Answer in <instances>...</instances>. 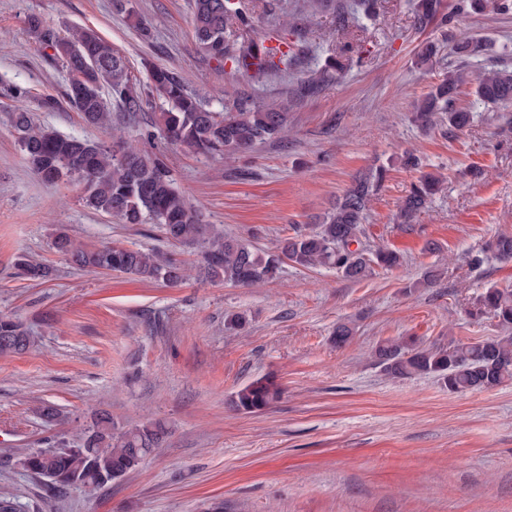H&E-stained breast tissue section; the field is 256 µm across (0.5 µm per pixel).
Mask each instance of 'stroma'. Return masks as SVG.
I'll return each mask as SVG.
<instances>
[{"instance_id":"1","label":"stroma","mask_w":512,"mask_h":512,"mask_svg":"<svg viewBox=\"0 0 512 512\" xmlns=\"http://www.w3.org/2000/svg\"><path fill=\"white\" fill-rule=\"evenodd\" d=\"M338 2L365 50L341 80L306 93L305 80L339 52L342 36L328 14L303 38L289 37L295 59L287 70L257 79L196 52L192 0H132L130 14L112 0H0V314L35 336L26 352L0 356V492L22 512H207L215 502L224 512H512V383L453 393L428 375L389 377L372 356L378 344L407 337L444 347L498 333L494 321L468 311L484 288L512 287V262L474 269L468 257L512 231V103L487 109L463 87L474 119L453 138L421 132L413 112L457 66L455 40L483 42L469 72L512 68V14L496 13L492 0L465 9L444 0L454 27L422 31L415 0H379L369 20L355 0ZM31 15L60 35L95 28L139 80L158 66L205 98L287 101L288 135L220 159L159 135L145 139L117 112L111 127L87 126L66 100V72L28 32ZM138 18L150 37L135 28ZM427 43L436 55L421 69L417 53ZM21 103L59 132L106 142L117 133L163 155L205 223L263 250L314 223L358 171L385 165L365 241L405 261L360 282L289 264L255 288L193 278L170 287L74 269L51 247L57 229L91 247L159 248L189 265L198 256L154 225L128 227L86 208L77 187L41 182L9 123ZM407 150L422 170L400 164ZM473 166L480 179L468 177ZM423 170L440 174L442 188L407 230L399 206ZM430 241L437 250H426ZM21 254L50 266L51 277L18 278ZM431 267L440 280L417 287ZM234 312L247 314L244 330L225 329ZM340 323L353 336L338 348L330 337ZM267 375L282 388L277 402L257 413L230 408L232 393ZM48 404L62 421H45ZM97 409L126 429L164 421L170 437L91 494L48 492L19 467L29 449L76 442Z\"/></svg>"}]
</instances>
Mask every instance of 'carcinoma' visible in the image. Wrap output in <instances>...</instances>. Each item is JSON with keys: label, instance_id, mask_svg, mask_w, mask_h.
Masks as SVG:
<instances>
[{"label": "carcinoma", "instance_id": "1", "mask_svg": "<svg viewBox=\"0 0 512 512\" xmlns=\"http://www.w3.org/2000/svg\"><path fill=\"white\" fill-rule=\"evenodd\" d=\"M298 10L310 18L334 14L336 0H293L291 4L288 0H272L270 12L288 26ZM452 21L442 0H418V29L447 27ZM192 26L199 53L231 64L238 74L276 73L280 65L290 62L289 51L284 49L288 42L273 46L254 37L252 15L243 0H193ZM27 29L52 50V59L67 71L68 102L88 126L103 127L112 122L107 102L110 98L129 122L146 112L150 114L152 130L147 137L154 136L158 129L170 143L199 154L228 157L285 137L286 101L263 106L243 97L224 106V111L215 112L167 69L151 68L146 83H141L132 75L126 58L91 27H75L61 37L45 27L39 17L30 16ZM481 48L479 41L463 39L454 43L453 52L466 59ZM346 53L347 49H342L318 79L308 81V89L342 79L347 64L341 58ZM468 83L465 68L448 71L418 101L413 121L425 133L443 119L448 120V136L464 131L473 115L459 106L458 96ZM474 95L487 105L512 103V71L490 68L480 73L474 78ZM11 123L23 156L42 182L79 187L80 199L87 208L120 224L157 225L168 241L198 253L196 270L206 280L244 287L265 284L278 278L283 265L290 262L303 268L333 269L359 282L376 267L391 269L404 261L397 250L371 248L361 240L373 197L386 178L387 168L381 164L356 175L316 224L281 239L274 251L264 252L247 239L202 223L158 155L120 141L108 145L60 134L38 124L22 104L12 112ZM441 184L439 175L420 174L400 206L402 226L413 227ZM52 247L73 266L93 272H115L171 287L180 285L187 276L184 263L161 250L119 245L88 248L62 229L54 234ZM492 258L512 261V233L496 235L481 252L469 257L468 263L478 267ZM14 268L19 277L34 282L52 275L48 266L26 255L16 257ZM469 314L494 320L499 334L468 342L450 340L446 348L425 346L415 339L387 342L374 350L378 364L394 378L432 375L456 393L490 390L512 381V288H487ZM32 343L31 331L23 322L0 315V355L22 353ZM281 394L276 380L264 377L238 389L230 402L239 411L256 413ZM168 436L169 428L162 421H147L125 430L116 425L109 412L101 410L94 414L90 429L77 445L63 443L54 450L33 448L18 464L25 472L47 479L54 492L71 487L96 491L135 470Z\"/></svg>", "mask_w": 512, "mask_h": 512}]
</instances>
